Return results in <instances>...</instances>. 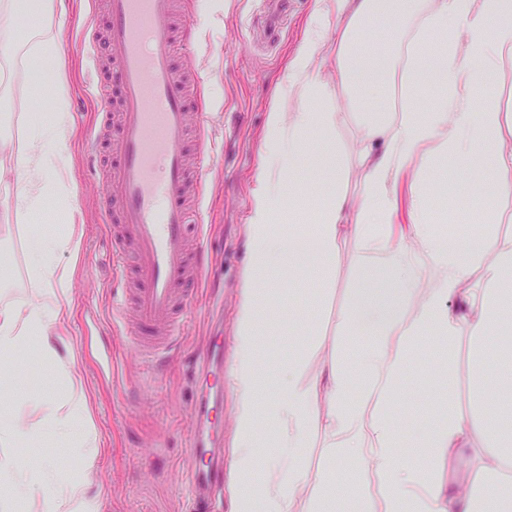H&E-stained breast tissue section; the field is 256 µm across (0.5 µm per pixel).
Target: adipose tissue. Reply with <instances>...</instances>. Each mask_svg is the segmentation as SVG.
<instances>
[{"instance_id":"1","label":"adipose tissue","mask_w":512,"mask_h":512,"mask_svg":"<svg viewBox=\"0 0 512 512\" xmlns=\"http://www.w3.org/2000/svg\"><path fill=\"white\" fill-rule=\"evenodd\" d=\"M316 18L335 13L333 37L314 33L279 84L295 97L293 112L272 107L267 114L264 145L279 161L275 173H262L252 190L247 224L249 263L240 285L236 322V361L229 382L236 395L235 439L225 490L230 512H337L348 497L353 473L348 461L362 462L375 478L356 498L352 512H512V235L498 236L485 224L463 239H444L426 222V201L410 193L399 203L402 175L424 169L434 151L449 156L445 180H454L462 162L484 145L493 151L486 163L492 186H512V146L502 135L505 114L499 97L472 101L471 87L500 79L512 64V0H315ZM385 16L416 21L437 31L441 48L426 56L416 36L398 44L397 55L359 52L368 21ZM28 58L55 80L53 119L27 124L17 137L0 138V187L13 192L16 219L56 204L72 220L62 237L33 235L25 261L26 278L14 294L0 295V356L36 346L57 375L69 382L56 416L30 429L14 418H0V480L13 493L0 498V512H25L38 499L39 512H100L98 497L89 495L81 475L61 478L58 463L23 466L11 448L28 440L65 445L76 455L93 454L98 441L89 401L71 385V373L55 356L54 339L71 311L73 267L60 265L59 253L79 259L80 211L68 189L70 173L61 148L72 137L68 113L69 86L60 71L57 32L40 26L26 46ZM346 88L367 93L380 87L375 67L393 71L402 62L407 84L436 82L445 92L432 111L406 106L388 117L364 124L359 139L362 192L356 232L363 246L353 256L358 279L349 305L339 319L346 328L368 322L375 326L372 345L355 367L340 365L324 354L319 336L309 337L289 358L287 386L275 401L261 397L265 378L257 365L259 297L257 284L272 266L291 268L310 261L327 269L336 257L349 204L342 190L348 178L344 154L335 147V133L346 123V110L332 107V89L324 79L328 60ZM319 134V156L330 180L294 230L277 224L276 213L302 202L290 186L299 177L296 160L309 132ZM409 222L398 225L400 211ZM496 259L486 270V286L470 293L465 282L472 266L482 262L486 245ZM420 252L424 270L411 256ZM455 350L469 341L470 395L467 409L456 403L436 413L417 438L422 463L399 466L396 451L407 444L391 418L390 402L413 352L427 339ZM320 371H312V360ZM321 431L324 451L341 463L339 473L309 474L298 458L314 431ZM485 439L478 464L449 483L436 469L457 456L473 433ZM275 445L278 456L259 468L261 448ZM316 493L307 503L299 496L308 483Z\"/></svg>"}]
</instances>
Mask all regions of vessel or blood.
<instances>
[{
  "instance_id": "vessel-or-blood-1",
  "label": "vessel or blood",
  "mask_w": 512,
  "mask_h": 512,
  "mask_svg": "<svg viewBox=\"0 0 512 512\" xmlns=\"http://www.w3.org/2000/svg\"><path fill=\"white\" fill-rule=\"evenodd\" d=\"M185 17L177 0H107L104 40L113 70L97 78L103 98L89 140L92 154L109 150L100 184L122 285L113 325L150 362L181 336L206 268L200 210L214 146L201 78L175 61L188 39ZM194 453L202 465L193 485L207 499L224 483L223 450L201 443Z\"/></svg>"
}]
</instances>
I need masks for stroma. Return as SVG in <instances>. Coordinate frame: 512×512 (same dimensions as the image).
Segmentation results:
<instances>
[{
    "label": "stroma",
    "mask_w": 512,
    "mask_h": 512,
    "mask_svg": "<svg viewBox=\"0 0 512 512\" xmlns=\"http://www.w3.org/2000/svg\"><path fill=\"white\" fill-rule=\"evenodd\" d=\"M100 0H66L54 17L63 75L69 85L73 128L66 157L72 174V194L81 214L82 252L78 263L59 255L60 264H74L72 311L65 323L60 355L89 399L98 430L99 455L88 475L89 488L100 500V512H192L190 473L199 460L191 448L195 425L193 402L205 381L192 359L214 336L224 338L228 358H235V323L241 280L248 263L245 224L257 175L274 169L262 148L266 117L272 104L282 111L296 108L294 100L277 94L279 81L309 32L314 0H288L278 43L257 42L265 17L264 0H189L186 25L192 51L177 50L178 63L197 68L211 102V135L216 151L208 171L211 190L203 217L209 227L206 290L191 299L180 347L159 365L145 362L112 323V241L103 222L104 195L90 175L83 144L95 121L97 102L90 89L95 80L88 69L89 41L83 29L100 14ZM29 62L17 54V78L0 88V134H17L24 113L47 114L48 85L28 83ZM448 157L434 153L431 167L418 176L404 175L425 196L434 232L472 231L482 211L472 206L478 192L490 189L484 163L464 165L455 185L440 182L439 167ZM61 211L53 209L29 221L12 224L11 237L0 243V286L19 288L25 278V252L32 231L50 232L60 226ZM361 246L354 224H347L340 249L327 274L316 270L272 269L261 281L263 336L261 367H280L303 334L322 337L325 350L342 364L355 361L374 334L364 326L349 333L337 313L347 306L358 270L350 257ZM469 345L460 341L452 370H445L432 343L418 347L426 362L422 374L407 372L397 385L393 415L417 429L426 396L437 407L469 400ZM11 376L0 392V412L33 425L46 414V402L61 388L38 352L24 351L9 363Z\"/></svg>",
    "instance_id": "1"
}]
</instances>
